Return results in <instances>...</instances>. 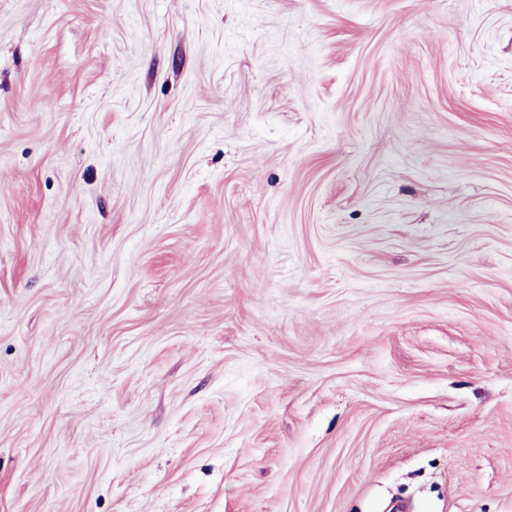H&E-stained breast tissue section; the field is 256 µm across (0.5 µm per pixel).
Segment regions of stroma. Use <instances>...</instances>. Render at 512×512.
<instances>
[{
	"label": "stroma",
	"instance_id": "1",
	"mask_svg": "<svg viewBox=\"0 0 512 512\" xmlns=\"http://www.w3.org/2000/svg\"><path fill=\"white\" fill-rule=\"evenodd\" d=\"M512 512V0H0V512Z\"/></svg>",
	"mask_w": 512,
	"mask_h": 512
}]
</instances>
